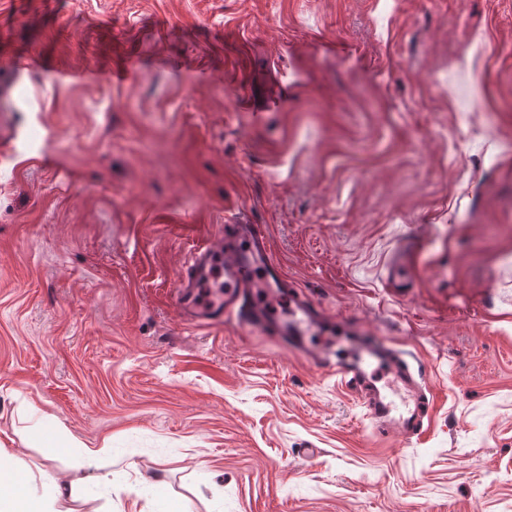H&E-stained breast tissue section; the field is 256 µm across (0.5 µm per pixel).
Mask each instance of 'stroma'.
Masks as SVG:
<instances>
[{
  "instance_id": "obj_1",
  "label": "stroma",
  "mask_w": 512,
  "mask_h": 512,
  "mask_svg": "<svg viewBox=\"0 0 512 512\" xmlns=\"http://www.w3.org/2000/svg\"><path fill=\"white\" fill-rule=\"evenodd\" d=\"M509 142L512 0H0V442L73 512H512ZM229 218L363 378L186 324ZM394 375L398 382L402 384V387L409 393L410 400L413 403L412 407H410V401L404 403V412L407 413V416L404 417V412H402L396 418L394 412L397 411V406L392 401H386L379 394H374L373 402L371 400L369 402L370 414L378 423L402 421L404 424L416 428L417 431L420 429L418 425L423 415L425 402L420 400V395L415 390L416 383L411 375L405 372H401L399 375L394 373Z\"/></svg>"
}]
</instances>
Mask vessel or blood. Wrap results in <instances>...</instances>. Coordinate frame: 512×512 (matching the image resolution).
I'll use <instances>...</instances> for the list:
<instances>
[{
  "mask_svg": "<svg viewBox=\"0 0 512 512\" xmlns=\"http://www.w3.org/2000/svg\"><path fill=\"white\" fill-rule=\"evenodd\" d=\"M225 230L224 244L197 249L177 279L175 292L187 319L194 324H215L235 318L244 326L278 338L306 358L327 365L324 348L308 345L305 341L309 327L321 319L319 311L296 301L292 304L291 317L283 319L273 314L258 294L255 270L259 267L263 268L266 281L275 287L287 285L282 266L272 254L266 226L229 224ZM219 260L224 261L226 275L233 286L225 292L222 302L209 305L200 301V288L210 267ZM397 380L412 400L403 422L418 427L424 403L416 391V383L404 372Z\"/></svg>",
  "mask_w": 512,
  "mask_h": 512,
  "instance_id": "obj_1",
  "label": "vessel or blood"
}]
</instances>
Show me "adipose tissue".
<instances>
[{
  "instance_id": "ef3b65f1",
  "label": "adipose tissue",
  "mask_w": 512,
  "mask_h": 512,
  "mask_svg": "<svg viewBox=\"0 0 512 512\" xmlns=\"http://www.w3.org/2000/svg\"><path fill=\"white\" fill-rule=\"evenodd\" d=\"M61 495L53 477L43 476L41 488L21 475L11 449L0 443V512H57Z\"/></svg>"
}]
</instances>
